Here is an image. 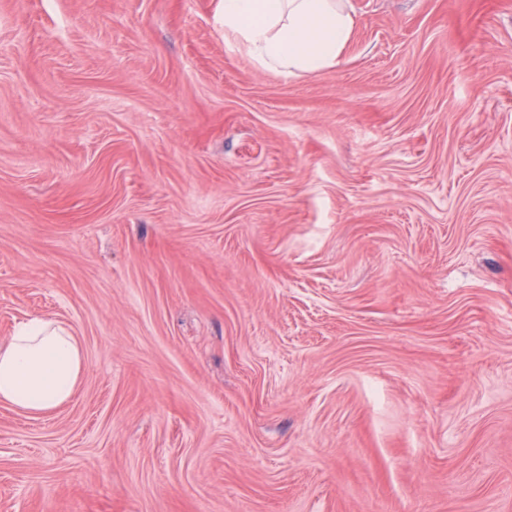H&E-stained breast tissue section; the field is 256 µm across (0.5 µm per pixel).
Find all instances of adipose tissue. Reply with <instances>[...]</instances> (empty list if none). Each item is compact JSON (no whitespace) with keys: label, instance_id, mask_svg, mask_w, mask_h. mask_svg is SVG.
Returning a JSON list of instances; mask_svg holds the SVG:
<instances>
[{"label":"adipose tissue","instance_id":"obj_1","mask_svg":"<svg viewBox=\"0 0 512 512\" xmlns=\"http://www.w3.org/2000/svg\"><path fill=\"white\" fill-rule=\"evenodd\" d=\"M224 34L262 68L317 75L339 66L356 17L347 0H223ZM86 371L80 341L41 318L17 324L0 342V403L30 415L68 402Z\"/></svg>","mask_w":512,"mask_h":512}]
</instances>
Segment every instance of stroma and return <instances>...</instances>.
Returning <instances> with one entry per match:
<instances>
[{"label": "stroma", "instance_id": "obj_1", "mask_svg": "<svg viewBox=\"0 0 512 512\" xmlns=\"http://www.w3.org/2000/svg\"><path fill=\"white\" fill-rule=\"evenodd\" d=\"M284 77L221 0H0V512H512V0H351ZM85 371L81 343L70 330L41 318L21 322L0 343V403L50 414L72 398Z\"/></svg>", "mask_w": 512, "mask_h": 512}]
</instances>
